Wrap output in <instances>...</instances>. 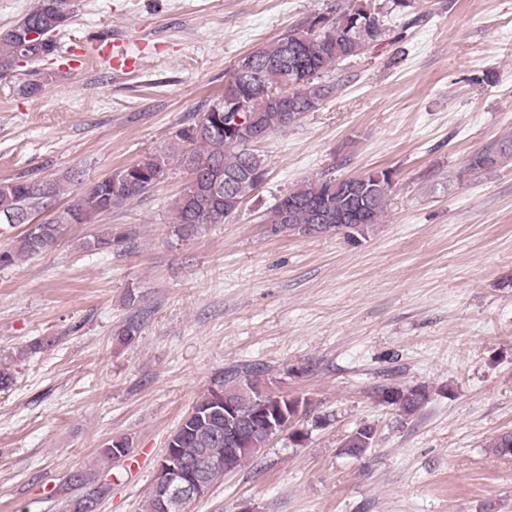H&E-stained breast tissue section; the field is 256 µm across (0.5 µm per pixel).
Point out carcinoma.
<instances>
[{"label": "carcinoma", "mask_w": 512, "mask_h": 512, "mask_svg": "<svg viewBox=\"0 0 512 512\" xmlns=\"http://www.w3.org/2000/svg\"><path fill=\"white\" fill-rule=\"evenodd\" d=\"M65 0H37L36 5L20 21L30 27L60 30L69 19H60L59 6ZM415 0H389L386 10L348 0L336 3L331 24L332 33H308V41H285L279 37L272 44L248 54L253 59V75L243 78L230 72L220 99L208 106L179 139L188 143L181 151V163L197 179L191 194H181L173 204L172 224L177 237L186 240L195 235L201 224H222L235 214L245 198L264 182L267 175L265 159L259 154L245 130L250 121L256 122L267 135L285 132L300 123L309 113L318 111L331 96L333 87L322 82L325 73L337 63L358 56L369 44L384 33L385 18L392 13H406L414 8ZM22 44L16 28L0 32V79L16 70ZM243 121H235L236 116ZM512 156V137L473 153L466 169L472 172L496 168ZM165 158L146 155L138 162L113 172L122 178L120 192L112 183L96 184L78 193L71 189V177L35 179L25 175L0 181V224L13 227L28 223L30 215H44L36 228L23 231L7 250H0V267L16 260L42 254L51 249L63 235L65 225L83 224L96 213H106L123 207L148 193L164 174ZM391 171L378 170L367 176L356 188L342 178L304 181L288 190L265 214L263 221L280 234L297 230L308 233L314 224H352L353 233L344 235L349 241L364 236L365 230L382 219L388 201ZM63 195L70 196L67 205L55 208ZM132 240V231L108 226L91 235L82 248L104 253L122 249ZM266 371L256 364H242L219 371L212 385L195 401L192 412L183 417L170 437L168 447L174 449L186 471L202 476L210 485L228 472L256 458L253 448H264L269 442V430L248 437V450L231 452L224 442L228 422L224 419L221 402L229 397L235 402L237 419L241 423L268 409L276 412L283 405L288 416L308 412L310 402L304 397L280 393L281 401L259 402L255 391L244 388L245 381L265 379ZM429 399L425 385L387 387L380 390L379 401L393 406L400 416L408 418L419 411ZM376 433L372 426H359L346 435L340 448L343 454L361 458L375 447ZM498 456L512 455V432L495 436L489 444ZM130 452L125 439L109 441L100 450L106 462L118 460V455ZM66 485L81 489L69 500V512H96L109 487L96 483L93 473L76 471L67 476ZM165 475L156 470L146 512H159L164 495Z\"/></svg>", "instance_id": "cac0c4a2"}]
</instances>
